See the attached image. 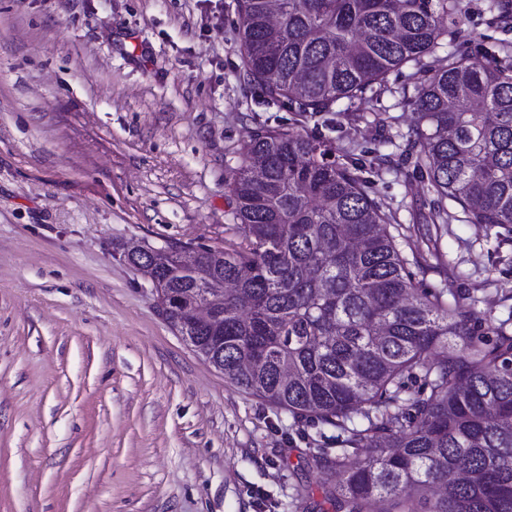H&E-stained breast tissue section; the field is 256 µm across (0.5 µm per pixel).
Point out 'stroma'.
Here are the masks:
<instances>
[{"label": "stroma", "instance_id": "35a3bbf8", "mask_svg": "<svg viewBox=\"0 0 512 512\" xmlns=\"http://www.w3.org/2000/svg\"><path fill=\"white\" fill-rule=\"evenodd\" d=\"M443 52L512 50V13L462 0ZM237 0H0V512H306L334 430L294 423L205 362L123 253L237 242L227 184L261 127L358 162L431 288L512 314V224L445 233L405 140L409 63L312 117L240 81ZM310 498H295L296 486Z\"/></svg>", "mask_w": 512, "mask_h": 512}]
</instances>
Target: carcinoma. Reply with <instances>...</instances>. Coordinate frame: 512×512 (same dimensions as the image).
Listing matches in <instances>:
<instances>
[{
  "label": "carcinoma",
  "instance_id": "cac0c4a2",
  "mask_svg": "<svg viewBox=\"0 0 512 512\" xmlns=\"http://www.w3.org/2000/svg\"><path fill=\"white\" fill-rule=\"evenodd\" d=\"M461 0H237L243 82L303 114L432 59L411 99L414 168L468 224H512V66L437 49ZM242 238L141 265L172 328L262 402L338 432L313 466L333 512H512L511 321L429 288L358 167L258 130L227 184ZM208 302L209 321H191Z\"/></svg>",
  "mask_w": 512,
  "mask_h": 512
}]
</instances>
